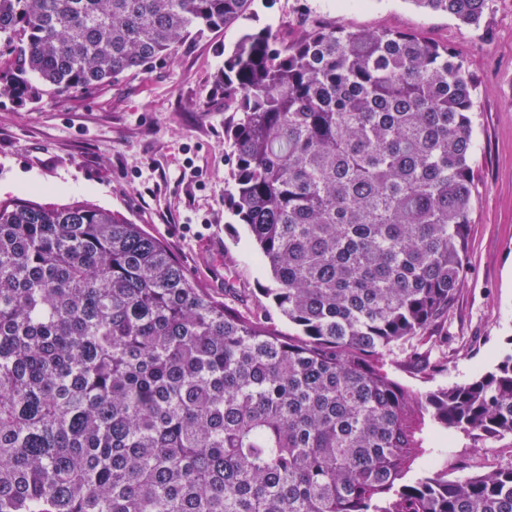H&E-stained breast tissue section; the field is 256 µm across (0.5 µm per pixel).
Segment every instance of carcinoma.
Listing matches in <instances>:
<instances>
[{
    "label": "carcinoma",
    "instance_id": "1",
    "mask_svg": "<svg viewBox=\"0 0 512 512\" xmlns=\"http://www.w3.org/2000/svg\"><path fill=\"white\" fill-rule=\"evenodd\" d=\"M252 0H0V95L146 74ZM479 25L489 0H410ZM241 310L118 212L0 198V512H512V466L405 482L422 432L512 439V349L415 393L384 352L462 286L474 84L421 32L246 33L216 76Z\"/></svg>",
    "mask_w": 512,
    "mask_h": 512
}]
</instances>
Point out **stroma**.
<instances>
[{
	"label": "stroma",
	"mask_w": 512,
	"mask_h": 512,
	"mask_svg": "<svg viewBox=\"0 0 512 512\" xmlns=\"http://www.w3.org/2000/svg\"><path fill=\"white\" fill-rule=\"evenodd\" d=\"M314 23L371 31H420L449 46L476 86L475 206L464 285L430 329L433 343H399L392 377L425 392L471 379L512 348V0H491L479 26L417 8L411 0H253L239 22L192 41L146 74L90 94L39 100L0 97V197L41 203L86 200L124 215L161 240L206 291L241 289L238 307L263 302L270 272L224 199V97L215 78L242 32L293 38ZM449 478L512 465V442L473 447L459 432L426 431L410 478L431 462Z\"/></svg>",
	"instance_id": "1"
}]
</instances>
